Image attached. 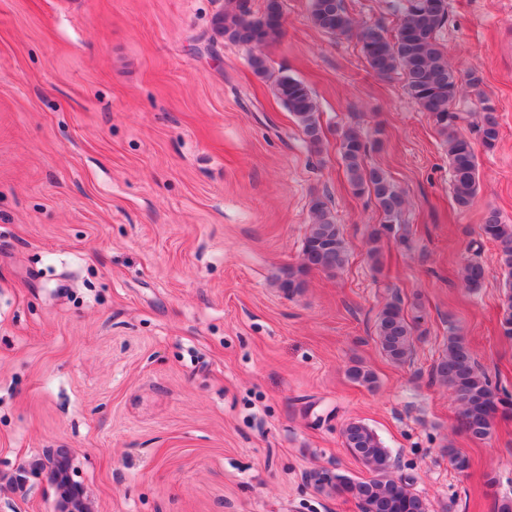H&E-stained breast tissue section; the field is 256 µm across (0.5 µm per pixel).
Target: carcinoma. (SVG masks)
<instances>
[{"instance_id": "carcinoma-1", "label": "carcinoma", "mask_w": 512, "mask_h": 512, "mask_svg": "<svg viewBox=\"0 0 512 512\" xmlns=\"http://www.w3.org/2000/svg\"><path fill=\"white\" fill-rule=\"evenodd\" d=\"M391 9L396 20L392 34L380 24H358L345 0H311L310 20L326 35L356 36L377 76H399L406 94L426 113L442 138L453 202L465 211L472 206L479 188L476 146L492 152L500 140L496 108L484 100L479 120L471 125L469 134L459 131L461 116L455 107L459 87L466 84L476 89L481 77L474 71L464 75L448 63L439 42L440 32L450 20L448 0H391ZM213 31L227 42L249 48L272 45L284 34V0H263L257 12L252 11L250 0H225L224 10L213 19ZM248 64L260 77L269 74L268 57L261 52L250 54ZM274 90L294 116L308 146L320 150L319 106L310 89L297 78L282 74L276 78ZM338 153L352 193L373 200L378 211L379 223L368 238V254L376 262L381 243L407 244L402 224L407 200L383 169L367 164V143L357 127L348 125L341 130ZM309 210L311 224L299 261L288 267L279 284L290 295L307 287L311 272L334 276L349 261L343 230L328 202L315 196ZM479 236L497 250V262L505 276L499 332L512 339V223L490 208L479 225ZM459 278L466 289L475 292L483 286L485 268L476 261L467 263ZM423 319L419 305H413L409 313L398 296L379 310L375 336L381 353L392 364L402 365L411 359L415 333ZM431 376L448 386L460 410L461 429L469 438L485 440L496 420L512 417V396L478 366L461 329L452 322L448 323L445 352L432 366ZM347 377L367 388L376 383L375 374L359 364L348 368ZM341 435L344 447L369 470L370 477L355 478L338 471L325 482L313 476L311 482L317 491L353 499L361 512H428L426 500L411 489V478L393 475L392 454L370 426L360 420L349 421Z\"/></svg>"}]
</instances>
